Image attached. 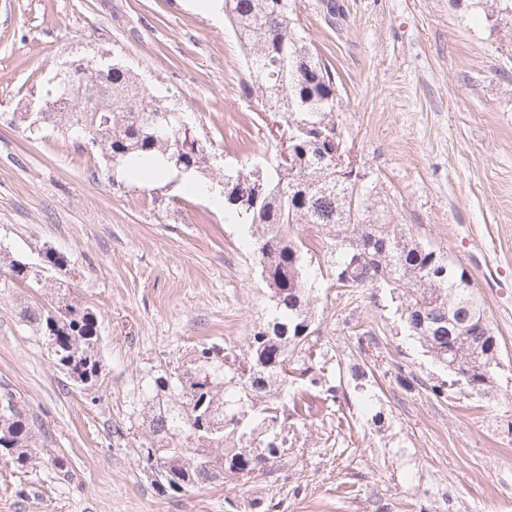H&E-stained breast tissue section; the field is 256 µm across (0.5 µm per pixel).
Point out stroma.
Wrapping results in <instances>:
<instances>
[{"label":"stroma","instance_id":"obj_1","mask_svg":"<svg viewBox=\"0 0 512 512\" xmlns=\"http://www.w3.org/2000/svg\"><path fill=\"white\" fill-rule=\"evenodd\" d=\"M336 3L332 22L321 0L296 9L341 79L344 138L395 223L482 296L502 350L496 400L434 394L444 371L387 288L323 285L314 337L337 402L294 381L305 400L265 480L178 495L152 484L139 388L201 345L245 347L264 302L255 262L209 197L112 185L100 153L31 134L19 116L57 66L106 52L175 96L215 169L275 148L243 93L233 30L190 0H0V249L66 256L64 279L102 337L97 381L74 385L18 320L26 288L0 291V382L51 435L35 465L0 455V512H227L230 499L258 500L256 512H512V17L487 19L473 0Z\"/></svg>","mask_w":512,"mask_h":512}]
</instances>
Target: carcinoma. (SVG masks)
I'll return each instance as SVG.
<instances>
[{
  "instance_id": "carcinoma-1",
  "label": "carcinoma",
  "mask_w": 512,
  "mask_h": 512,
  "mask_svg": "<svg viewBox=\"0 0 512 512\" xmlns=\"http://www.w3.org/2000/svg\"><path fill=\"white\" fill-rule=\"evenodd\" d=\"M488 14L512 11V0H475ZM224 15L243 50L245 62L261 80L248 79L244 94L261 112L280 114L293 129L289 161L278 159L264 171L259 187L250 170L224 164L216 180L224 197V220L244 226L267 302L246 348L204 344L188 366L164 371L146 381L138 403L147 411L150 434L144 459L161 470L155 484L169 494L202 488L228 476L255 483L272 466L254 454L269 449L273 458L287 447L290 370L311 385L328 363L327 352L312 339L314 286L308 270L324 253L330 287L364 288L376 284L399 290L404 324L425 353L444 369L463 373L462 387L491 402L498 394L501 344L475 289L455 276L448 255L416 238L404 224H391L372 213L374 204L358 176H338L320 136L338 122L335 74L304 33L293 0H224ZM58 68L42 102L51 125L78 141L100 148L112 159V183L118 172L132 178L162 161L171 176H206L212 170L205 142L182 125L177 105L144 87L117 59L83 65L82 79L63 84ZM364 197L350 212L352 196ZM311 225L313 238L301 235ZM333 248L326 249L327 243ZM3 286L25 281L32 289L53 290L48 302L20 306L19 319L42 336L55 364L77 383L92 384L100 370L98 320L71 298L64 281L47 282L48 270H63L65 256L53 249L30 262L8 261ZM485 336L448 337V320L459 315ZM250 363L249 373L231 365ZM48 434L21 395L0 384V452L18 467L32 465Z\"/></svg>"
}]
</instances>
